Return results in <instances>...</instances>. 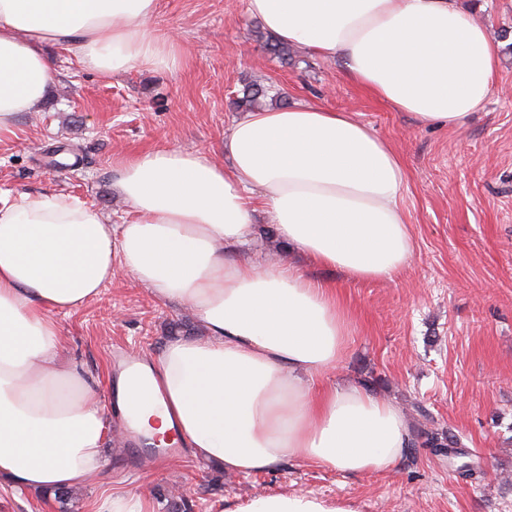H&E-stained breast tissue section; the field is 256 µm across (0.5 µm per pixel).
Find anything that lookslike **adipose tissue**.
Here are the masks:
<instances>
[{
    "mask_svg": "<svg viewBox=\"0 0 512 512\" xmlns=\"http://www.w3.org/2000/svg\"><path fill=\"white\" fill-rule=\"evenodd\" d=\"M159 0H0V143L36 111L53 75L48 47L106 76L174 70ZM279 40L341 60L351 79L419 123L462 124L494 92L497 46L458 0H245ZM131 218L107 223L63 192L0 198V487L87 484L112 439L98 385L66 359L58 314L127 274L193 309L204 334L130 354L116 411L139 434L174 437L229 476L292 459L341 473L391 468L409 443L391 400L329 381L350 318L333 284L270 258L253 217L313 265L356 280L402 271L413 254L398 155L353 113L317 104L250 112L222 157L155 149L118 159ZM225 512H352L301 491L259 494Z\"/></svg>",
    "mask_w": 512,
    "mask_h": 512,
    "instance_id": "1",
    "label": "adipose tissue"
}]
</instances>
